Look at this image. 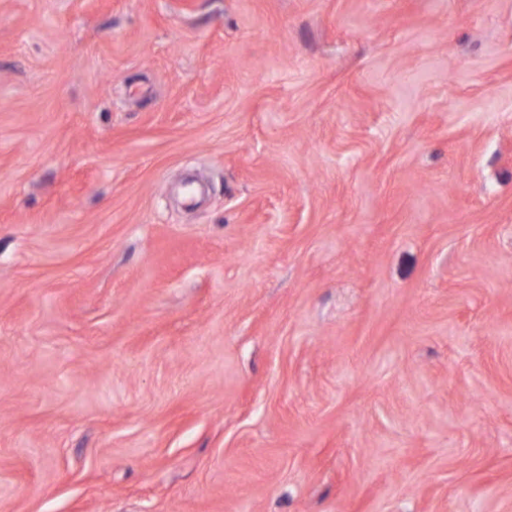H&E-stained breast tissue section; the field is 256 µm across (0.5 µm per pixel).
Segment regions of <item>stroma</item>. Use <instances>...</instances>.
<instances>
[{
	"mask_svg": "<svg viewBox=\"0 0 512 512\" xmlns=\"http://www.w3.org/2000/svg\"><path fill=\"white\" fill-rule=\"evenodd\" d=\"M0 512H512V0H0Z\"/></svg>",
	"mask_w": 512,
	"mask_h": 512,
	"instance_id": "35a3bbf8",
	"label": "stroma"
}]
</instances>
